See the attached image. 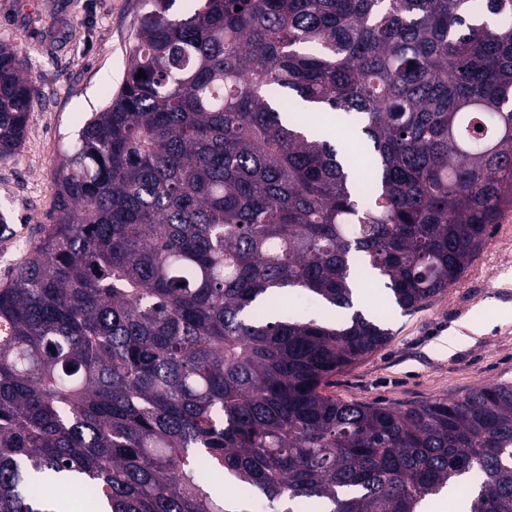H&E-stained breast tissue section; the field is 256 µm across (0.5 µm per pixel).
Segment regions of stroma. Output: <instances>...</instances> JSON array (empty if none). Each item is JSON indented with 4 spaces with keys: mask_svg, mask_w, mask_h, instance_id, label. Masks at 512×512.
I'll return each mask as SVG.
<instances>
[{
    "mask_svg": "<svg viewBox=\"0 0 512 512\" xmlns=\"http://www.w3.org/2000/svg\"><path fill=\"white\" fill-rule=\"evenodd\" d=\"M144 8V0H36L27 10L23 0H0V43L26 57L39 90L20 150L0 160V211L18 230L0 246V286L39 243L55 209L63 143L122 85ZM367 291L368 310H389L391 337L330 378L325 393L404 408L512 384V205L458 282L432 302L405 313L387 309L382 286Z\"/></svg>",
    "mask_w": 512,
    "mask_h": 512,
    "instance_id": "obj_1",
    "label": "stroma"
}]
</instances>
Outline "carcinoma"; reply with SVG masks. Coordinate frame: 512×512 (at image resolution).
<instances>
[{
	"instance_id": "cac0c4a2",
	"label": "carcinoma",
	"mask_w": 512,
	"mask_h": 512,
	"mask_svg": "<svg viewBox=\"0 0 512 512\" xmlns=\"http://www.w3.org/2000/svg\"><path fill=\"white\" fill-rule=\"evenodd\" d=\"M150 4L0 287V512L73 486L98 512H422L474 475L469 512H512V384L323 393L390 339L361 277L410 312L512 204V0ZM38 96L0 44V159ZM291 290L336 316L276 309Z\"/></svg>"
}]
</instances>
